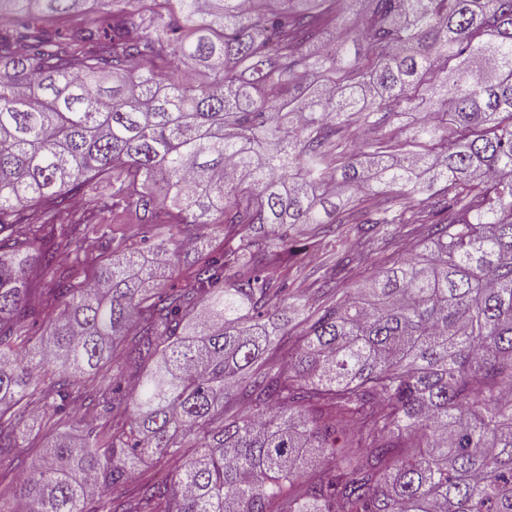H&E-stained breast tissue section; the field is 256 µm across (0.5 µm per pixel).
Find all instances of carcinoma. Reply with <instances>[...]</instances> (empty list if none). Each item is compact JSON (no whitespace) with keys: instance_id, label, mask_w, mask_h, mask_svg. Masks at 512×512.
I'll return each instance as SVG.
<instances>
[{"instance_id":"cac0c4a2","label":"carcinoma","mask_w":512,"mask_h":512,"mask_svg":"<svg viewBox=\"0 0 512 512\" xmlns=\"http://www.w3.org/2000/svg\"><path fill=\"white\" fill-rule=\"evenodd\" d=\"M292 2L0 0V456L61 431L8 512H512V0ZM297 224L386 255L308 296ZM93 18V13L54 15L43 21L42 25L48 30H59L65 32L72 28L87 26L92 23Z\"/></svg>"}]
</instances>
